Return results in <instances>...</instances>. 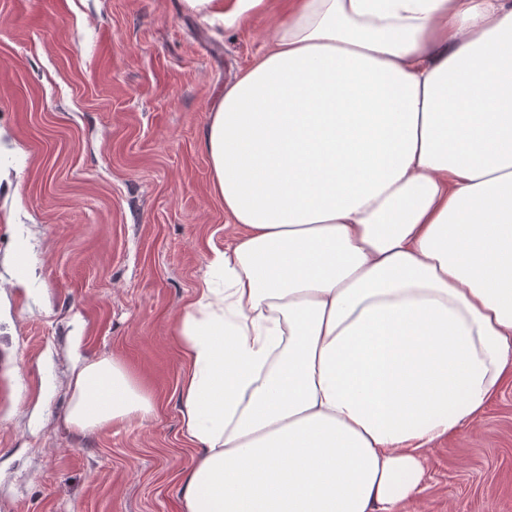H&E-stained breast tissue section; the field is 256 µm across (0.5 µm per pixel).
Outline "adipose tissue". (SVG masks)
I'll return each instance as SVG.
<instances>
[{"label": "adipose tissue", "mask_w": 512, "mask_h": 512, "mask_svg": "<svg viewBox=\"0 0 512 512\" xmlns=\"http://www.w3.org/2000/svg\"><path fill=\"white\" fill-rule=\"evenodd\" d=\"M203 146L237 231L176 320L182 512H415L512 370V0H290ZM123 365L69 422L145 419Z\"/></svg>", "instance_id": "1"}]
</instances>
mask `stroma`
I'll return each mask as SVG.
<instances>
[{
  "mask_svg": "<svg viewBox=\"0 0 512 512\" xmlns=\"http://www.w3.org/2000/svg\"><path fill=\"white\" fill-rule=\"evenodd\" d=\"M235 24L183 0H0V512H181L175 318L230 241L202 140L287 0ZM154 402L95 430L76 364ZM422 512H512V380L438 441Z\"/></svg>",
  "mask_w": 512,
  "mask_h": 512,
  "instance_id": "obj_1",
  "label": "stroma"
}]
</instances>
